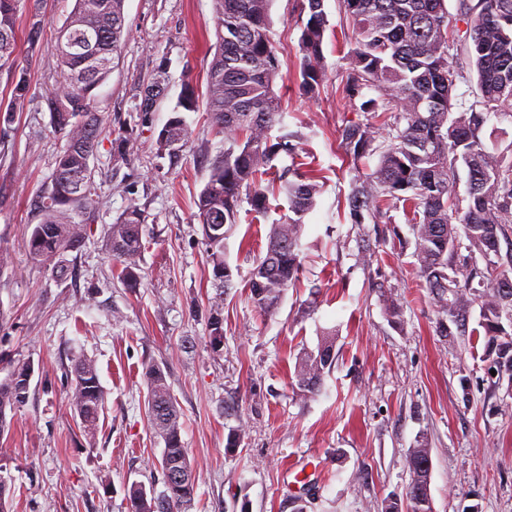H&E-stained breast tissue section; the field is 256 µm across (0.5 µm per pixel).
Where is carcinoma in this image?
Instances as JSON below:
<instances>
[{
  "label": "carcinoma",
  "instance_id": "carcinoma-1",
  "mask_svg": "<svg viewBox=\"0 0 512 512\" xmlns=\"http://www.w3.org/2000/svg\"><path fill=\"white\" fill-rule=\"evenodd\" d=\"M125 0H75L58 32L56 56L61 80L46 96L54 131L65 140L55 159L51 187L41 196L40 222L27 239L31 260L57 279L68 275L67 254L85 241L86 224L96 213V186L91 159L106 133L108 117L97 110L95 90L105 82L129 31ZM272 0H213L217 42L206 76L205 110L224 141V150L209 165L208 180L198 199L203 239L213 266L208 327L211 343L224 338V294L235 287L232 267L224 259V227L239 223L242 201L265 217L269 194L288 200V219L270 225L267 249L250 272L252 303L264 313L281 305L302 265L301 237L305 216L314 208L319 185L315 177L287 169L261 185L281 152H294L292 134L272 135L284 112L274 91L280 62L270 35ZM22 0H0V74H7L10 99L0 112L12 113L25 101L30 84L17 51L16 24ZM352 27L355 47L344 72L351 96L371 88L377 98L360 109L378 121L354 122L341 130L340 148L359 161L378 155L373 170L358 176L348 196L351 223L360 234L358 260L377 259L366 224H387V213L403 209L413 236L417 277L429 289L437 310V332H464L474 307L486 339L485 357L497 373L512 376V157L490 149L484 128L490 116L505 117L512 104V0H459L468 33L469 67L449 61L450 31L444 0H341ZM308 14L299 53L302 87L313 92L322 81L321 58L328 26L324 0H302ZM45 25L36 9L28 15L27 40L33 44ZM475 72L478 94L471 102L454 95L457 82ZM158 134V153L179 159L191 132L185 119ZM135 156L131 135L110 140L109 161L125 164ZM466 173V204L454 195L459 171ZM145 217L135 206L108 228L106 250L121 266L117 277L130 288L139 283V258L145 249ZM511 246L502 261L501 240ZM485 261L484 267L477 259ZM333 333L326 332L317 351L306 352L295 365L296 393L311 398L321 391L333 364ZM33 367L18 360L0 379V435L7 415L29 399ZM69 403L84 436L95 439L105 393L95 363L72 360ZM146 417L163 443L159 466L164 489L140 483L128 490V512H189L196 493V474L182 440L183 424L164 369L145 368ZM430 459L421 442L408 452L411 484L417 494L390 500L385 512H433Z\"/></svg>",
  "mask_w": 512,
  "mask_h": 512
}]
</instances>
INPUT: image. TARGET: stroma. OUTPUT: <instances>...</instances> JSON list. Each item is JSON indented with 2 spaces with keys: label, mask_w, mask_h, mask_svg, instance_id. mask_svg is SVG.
<instances>
[{
  "label": "stroma",
  "mask_w": 512,
  "mask_h": 512,
  "mask_svg": "<svg viewBox=\"0 0 512 512\" xmlns=\"http://www.w3.org/2000/svg\"><path fill=\"white\" fill-rule=\"evenodd\" d=\"M75 0H41L48 20L36 46L18 14V50L30 94L11 122L0 121V378L15 360L31 363L28 403L0 436V478L16 488L15 512H127L135 482L162 489V444L145 414L146 364L164 368L195 465L198 489L190 512H384L404 498L411 480L409 448L431 450L433 512H512V379L496 377L473 336H441L436 312L415 274L411 249L380 246L371 268L357 262L358 242L346 198L369 156L344 160L340 131L366 120L342 75L354 36L338 0H324L328 27L318 93L304 94L300 0H272L270 28L281 63L274 90L284 124L296 133L294 155L278 168L317 171L320 192L305 219L303 269L276 313L257 309L248 278L266 251L270 219L287 217L285 196L270 218L241 213L224 239L235 267L224 297V339L212 346L205 309L214 294L197 201L210 160L224 143L198 112L178 165L157 153L156 140L186 83L204 88L216 41L212 0H125L131 34L118 68L97 89L99 111L115 132L132 129L138 152L129 164L108 163L100 146L98 211L85 243L69 253L66 279L32 262L26 239L36 205L64 145L51 125L46 95L61 73L56 33ZM167 62L166 90L139 116L140 88ZM145 216L140 283L112 276L105 249L110 224L130 205ZM403 309L392 324L388 301ZM336 332L335 364L321 393L300 399L294 366ZM95 361L106 404L94 444L80 433L67 401L74 356ZM240 429L237 451L227 435Z\"/></svg>",
  "instance_id": "obj_1"
}]
</instances>
